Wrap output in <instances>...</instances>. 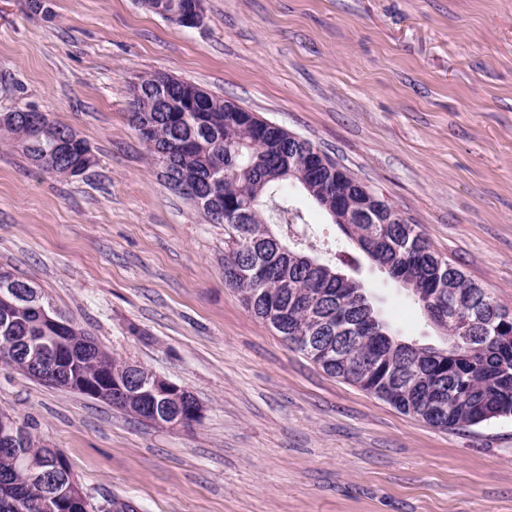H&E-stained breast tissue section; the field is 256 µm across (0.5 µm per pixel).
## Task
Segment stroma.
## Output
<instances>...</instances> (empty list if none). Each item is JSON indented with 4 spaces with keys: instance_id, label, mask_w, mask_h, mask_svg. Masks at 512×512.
I'll return each mask as SVG.
<instances>
[{
    "instance_id": "obj_1",
    "label": "stroma",
    "mask_w": 512,
    "mask_h": 512,
    "mask_svg": "<svg viewBox=\"0 0 512 512\" xmlns=\"http://www.w3.org/2000/svg\"><path fill=\"white\" fill-rule=\"evenodd\" d=\"M0 0V113L33 108L92 147L53 177L0 142V270L118 358L203 405L138 421L0 362V411L59 449L94 501L137 512H512V417L440 430L325 374L224 283V227L170 191L129 121L164 72L312 141L512 311V0H205L186 29L136 0ZM324 261L396 335L436 342L409 291L297 186Z\"/></svg>"
}]
</instances>
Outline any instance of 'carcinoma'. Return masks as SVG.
Masks as SVG:
<instances>
[{
    "label": "carcinoma",
    "instance_id": "obj_1",
    "mask_svg": "<svg viewBox=\"0 0 512 512\" xmlns=\"http://www.w3.org/2000/svg\"><path fill=\"white\" fill-rule=\"evenodd\" d=\"M186 0H140L171 21ZM197 92L198 112H162L158 95L177 105L184 92ZM131 120L156 162L168 155V187L191 200L209 224L224 225L227 236L224 281L243 306L275 330L292 348L327 374L387 402L425 424L444 430L512 416V313L500 307L464 271L434 250L418 230L383 199L373 202L345 166L306 139L253 112H231L232 103L164 73L129 87ZM72 130L40 119L31 128L20 112L0 113V140L14 144L32 167L63 176L71 167L95 165L91 146L76 140L58 156L53 141ZM300 186L377 266L411 292L426 317L452 329L457 301L474 326L468 340L423 345L398 338L379 316L365 289L301 248L304 230L288 218L276 196L288 184ZM14 288L16 307L0 305V361L21 364L30 349L65 336L76 356L65 384L98 382L124 370L126 361L95 342L89 331L58 310V327L37 307L50 305L41 292L9 275L0 290ZM374 317L377 330L367 328ZM19 451L0 447V512H136L130 502L89 495L72 497L78 481L68 466L41 487L23 460L53 468L51 450L23 421Z\"/></svg>",
    "mask_w": 512,
    "mask_h": 512
}]
</instances>
